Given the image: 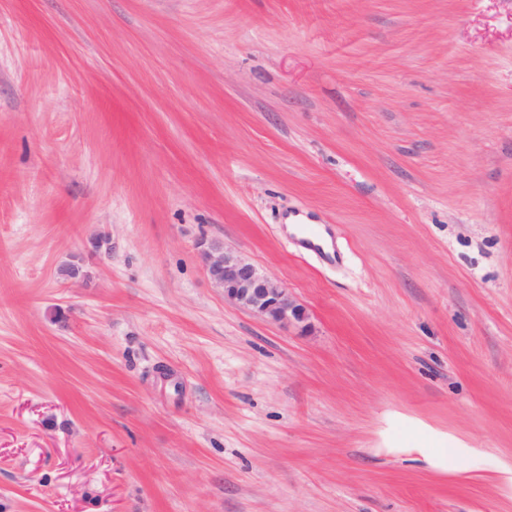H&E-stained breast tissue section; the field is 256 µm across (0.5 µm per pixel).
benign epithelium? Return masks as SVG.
Instances as JSON below:
<instances>
[{
    "label": "benign epithelium",
    "mask_w": 512,
    "mask_h": 512,
    "mask_svg": "<svg viewBox=\"0 0 512 512\" xmlns=\"http://www.w3.org/2000/svg\"><path fill=\"white\" fill-rule=\"evenodd\" d=\"M197 248L209 280L223 290L228 303L287 326L307 319L287 288L224 243L203 239Z\"/></svg>",
    "instance_id": "1"
}]
</instances>
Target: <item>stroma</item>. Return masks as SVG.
Here are the masks:
<instances>
[{"label": "stroma", "mask_w": 512, "mask_h": 512, "mask_svg": "<svg viewBox=\"0 0 512 512\" xmlns=\"http://www.w3.org/2000/svg\"><path fill=\"white\" fill-rule=\"evenodd\" d=\"M0 512H512V0H0ZM197 248L209 280L223 290L228 303L287 326L307 319L287 288L223 242L203 239Z\"/></svg>", "instance_id": "1"}]
</instances>
